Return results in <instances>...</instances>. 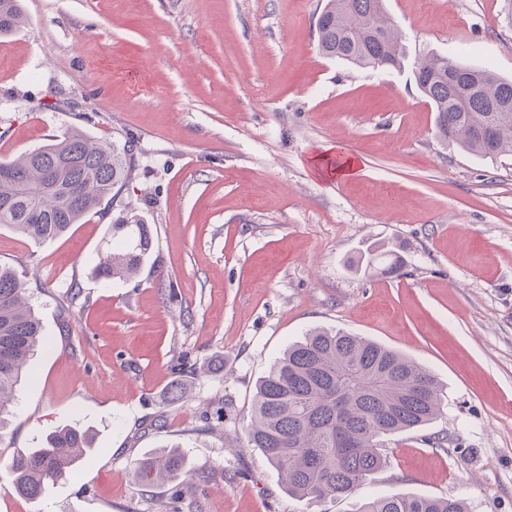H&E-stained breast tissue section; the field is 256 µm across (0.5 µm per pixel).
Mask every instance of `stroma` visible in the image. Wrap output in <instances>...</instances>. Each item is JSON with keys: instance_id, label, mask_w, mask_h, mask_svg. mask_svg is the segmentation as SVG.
Listing matches in <instances>:
<instances>
[{"instance_id": "obj_1", "label": "stroma", "mask_w": 512, "mask_h": 512, "mask_svg": "<svg viewBox=\"0 0 512 512\" xmlns=\"http://www.w3.org/2000/svg\"><path fill=\"white\" fill-rule=\"evenodd\" d=\"M325 3L21 0L23 26L0 38V159L79 128L133 140L136 166L62 238L0 226V265L25 277L46 339L0 433V512H350L395 493L512 512V156L440 139L414 75L434 53L511 78L512 0H387L406 34L391 70L320 52ZM327 154L352 174L327 175ZM128 202L152 248L135 277L98 281ZM387 242L401 274L356 271ZM314 327L444 386L438 419L392 436L385 468L336 501L288 495L245 435L258 381ZM182 362L201 372L173 404ZM66 425L93 432L91 452L19 496L11 458ZM173 446L190 478L138 483L135 462Z\"/></svg>"}]
</instances>
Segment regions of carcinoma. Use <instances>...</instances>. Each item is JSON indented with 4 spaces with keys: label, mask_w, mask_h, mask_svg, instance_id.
<instances>
[{
    "label": "carcinoma",
    "mask_w": 512,
    "mask_h": 512,
    "mask_svg": "<svg viewBox=\"0 0 512 512\" xmlns=\"http://www.w3.org/2000/svg\"><path fill=\"white\" fill-rule=\"evenodd\" d=\"M318 23L321 52L372 69L398 68L405 35L389 18L385 0H326ZM24 21L19 0H0V36ZM419 90L437 112L438 136L495 160L512 155V80L488 67L435 54L418 59ZM135 168L134 142L108 144L72 129L16 158L0 161V225L34 243L64 236L119 191ZM111 248L92 274L130 277L151 250L152 233L134 205L108 228ZM365 271L389 274L400 265L385 245L370 249ZM27 288L10 267H0V431L10 424L15 387L29 358L43 345ZM442 388L425 366L377 342L348 332L314 329L288 348L259 381L247 443L281 474L288 494L314 500L344 499L382 470L389 437L422 429L441 414ZM92 445L73 427L48 435L46 447L12 458L18 493L30 500L73 474ZM187 474L176 448L136 462L135 476L161 484ZM353 512H469L461 499L396 493L359 504Z\"/></svg>",
    "instance_id": "carcinoma-1"
}]
</instances>
